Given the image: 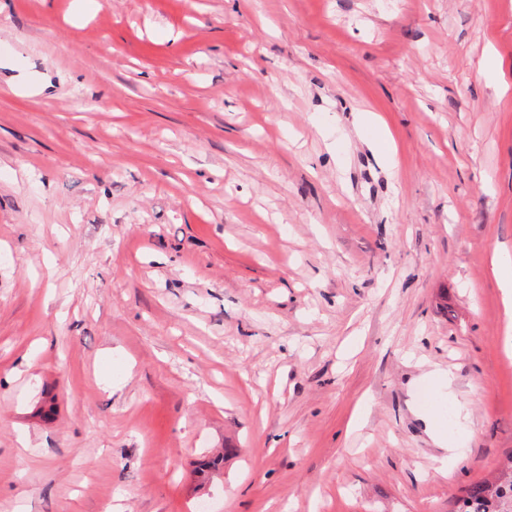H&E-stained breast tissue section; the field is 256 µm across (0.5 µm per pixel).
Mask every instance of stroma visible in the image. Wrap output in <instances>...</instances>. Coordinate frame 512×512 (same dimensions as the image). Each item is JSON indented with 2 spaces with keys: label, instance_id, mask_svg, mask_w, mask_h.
Returning <instances> with one entry per match:
<instances>
[{
  "label": "stroma",
  "instance_id": "1",
  "mask_svg": "<svg viewBox=\"0 0 512 512\" xmlns=\"http://www.w3.org/2000/svg\"><path fill=\"white\" fill-rule=\"evenodd\" d=\"M0 38V512H456L512 455V0Z\"/></svg>",
  "mask_w": 512,
  "mask_h": 512
}]
</instances>
